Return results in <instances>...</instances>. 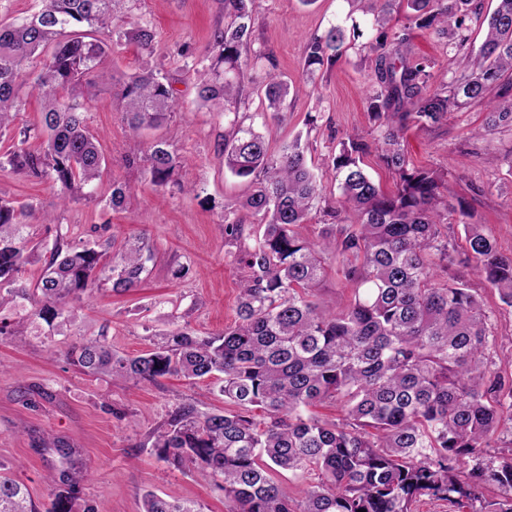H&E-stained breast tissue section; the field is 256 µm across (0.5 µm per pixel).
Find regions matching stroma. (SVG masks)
Segmentation results:
<instances>
[{"instance_id": "1", "label": "stroma", "mask_w": 512, "mask_h": 512, "mask_svg": "<svg viewBox=\"0 0 512 512\" xmlns=\"http://www.w3.org/2000/svg\"><path fill=\"white\" fill-rule=\"evenodd\" d=\"M345 0H261L255 16L258 44L271 50L285 79L300 86L288 98V119L266 118L263 131L271 149L308 133L307 157L315 173L326 170L330 147L347 136L369 135L364 108L368 62L352 54L305 83L304 45L346 12ZM132 18L151 22L156 38L152 52L126 42L115 48L110 68L123 78L148 66L173 75L179 108L160 127L132 137L122 115L112 105L111 84L101 85L88 102L90 127L107 159L99 191L112 182L130 184L122 210L99 199L60 205L55 189L45 181L0 171V198L33 203L50 213L52 227L32 224L33 240L46 233L71 244L94 241L93 226L106 225L113 253L131 237L144 240L153 253L141 284L125 293L104 285L72 303L68 320L51 334L38 320H29L25 336L0 335V472L24 485L36 507H43L56 488L54 476L77 468L83 478L75 494L74 512H143V498L154 492L196 503L202 512H229L216 481L199 469H177L160 460L152 434L164 427L171 412L190 403L199 413L224 408V398L209 381L168 376L140 387L113 383L111 377L86 375L58 357L89 338L106 334L113 348L138 355L153 347L155 332L167 329L171 314L190 312V327L200 335L222 333L235 319L239 271L224 259V206L245 197L248 183L224 168L220 136L224 118L196 100L198 73L181 72L180 52H207L214 30L224 23L222 0H135ZM315 128H308V118ZM485 117L475 103L454 113L441 125L411 127L404 138L410 160L419 167L448 175L450 197L466 198L478 222L487 224L503 250H512V130L487 137L476 131ZM164 141L185 156L177 186L164 190L144 181L138 167L127 165L156 141ZM188 266L184 278L172 275ZM484 302L493 312L492 331L498 338L497 364L512 375V308L492 292ZM51 447H44V439Z\"/></svg>"}]
</instances>
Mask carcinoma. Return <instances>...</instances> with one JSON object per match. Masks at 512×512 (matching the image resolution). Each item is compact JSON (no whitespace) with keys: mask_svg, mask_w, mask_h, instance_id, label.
<instances>
[{"mask_svg":"<svg viewBox=\"0 0 512 512\" xmlns=\"http://www.w3.org/2000/svg\"><path fill=\"white\" fill-rule=\"evenodd\" d=\"M125 0H36L25 15L0 21V132L23 104L24 88L42 105L41 127L0 153V170L48 181L65 202L97 197L106 160L88 126L86 104L110 82L131 132L155 127L178 106L170 77L144 68L119 81L107 66L122 41L153 51L155 31L126 27ZM346 0L352 37L336 22L312 35L303 72L314 83L351 49L370 62L366 112L379 162L395 177L384 190L365 172L370 144L360 136L328 154L338 196L310 168L297 135L270 149L245 107L249 71L265 69L266 109L281 118L290 85L278 78L269 52L254 47L257 0H224V26L202 56L182 53L183 69H201V105L224 115V168L250 179L251 193L224 206L228 255L242 274L237 319L201 336L172 319L147 353L130 357L105 338L66 352L87 374L109 373L123 384L168 375L212 380L224 412L178 407L155 434L160 459L196 465L219 480L230 512H415L424 498L467 505L471 512H512V378L494 360L497 337L478 288L512 308V252L473 220L463 198L448 203L445 176L415 166L403 146L412 124L435 126L473 103L486 107L484 131L512 126V0ZM405 10L409 25L393 29ZM484 28L479 47L472 28ZM445 40L448 67L411 55L412 31ZM42 138L36 148L30 138ZM185 158L158 142L141 172L156 187L174 182ZM131 192L112 184L106 200L117 211ZM322 212L316 238L302 234ZM256 218L247 224L237 212ZM36 209L0 199V309L30 303L31 317L56 332L69 304L102 284L123 293L136 287L152 254L127 242L108 259L112 241L72 245L59 235L34 244L24 219ZM336 258L355 285L352 297L326 308L314 300ZM42 264L34 287L20 284ZM469 276L449 274L456 266ZM334 403L342 417L310 412ZM263 412L258 419L253 409ZM313 472L319 482L293 497L274 481L277 469ZM80 471L59 479L45 512H73ZM0 512H37L16 480L0 474ZM143 512H201L153 492Z\"/></svg>","mask_w":512,"mask_h":512,"instance_id":"cac0c4a2","label":"carcinoma"}]
</instances>
